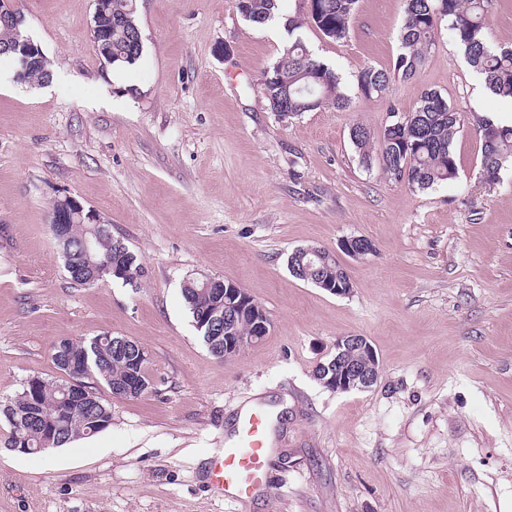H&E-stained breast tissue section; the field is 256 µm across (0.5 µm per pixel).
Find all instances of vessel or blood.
I'll return each mask as SVG.
<instances>
[{
	"label": "vessel or blood",
	"instance_id": "1",
	"mask_svg": "<svg viewBox=\"0 0 512 512\" xmlns=\"http://www.w3.org/2000/svg\"><path fill=\"white\" fill-rule=\"evenodd\" d=\"M269 425L265 411H252L238 422L235 441L215 452L209 476L225 497L246 500L265 488L264 467L271 452Z\"/></svg>",
	"mask_w": 512,
	"mask_h": 512
}]
</instances>
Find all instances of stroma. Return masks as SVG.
<instances>
[{
  "instance_id": "stroma-1",
  "label": "stroma",
  "mask_w": 512,
  "mask_h": 512,
  "mask_svg": "<svg viewBox=\"0 0 512 512\" xmlns=\"http://www.w3.org/2000/svg\"><path fill=\"white\" fill-rule=\"evenodd\" d=\"M46 54L49 83L13 81L0 62V401L33 375L58 378L50 348L103 333L143 345L154 390L112 396V423L50 453L0 446V512H512V168L488 185L475 123H512L448 30L415 79L358 96L361 69L392 64L403 0H359L346 40L310 23L296 35L341 77L351 109L288 120L262 73L288 35L246 22L234 0H138L144 50L105 66L94 0H18ZM440 92L468 122L454 182L419 191L365 166L354 123L381 133L390 108ZM68 194L140 259L139 287L74 284L51 232ZM339 260L336 296L296 278L293 250ZM230 280L271 323L221 360L184 302L188 276ZM358 334L380 373L336 393L315 377L338 337ZM289 400L276 425L269 488L238 503L207 479L236 411Z\"/></svg>"
}]
</instances>
